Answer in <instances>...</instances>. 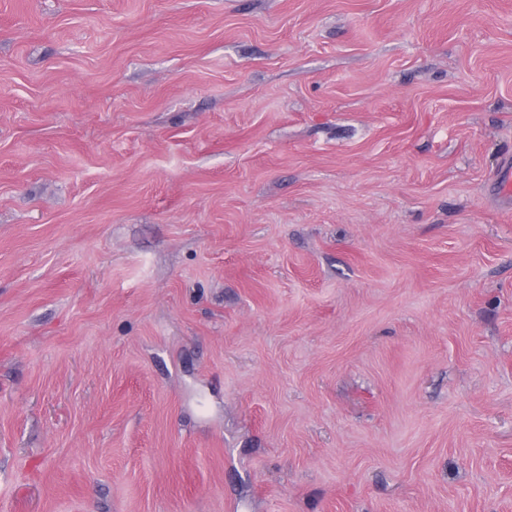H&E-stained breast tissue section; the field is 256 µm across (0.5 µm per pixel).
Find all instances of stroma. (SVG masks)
Returning a JSON list of instances; mask_svg holds the SVG:
<instances>
[{
    "label": "stroma",
    "mask_w": 512,
    "mask_h": 512,
    "mask_svg": "<svg viewBox=\"0 0 512 512\" xmlns=\"http://www.w3.org/2000/svg\"><path fill=\"white\" fill-rule=\"evenodd\" d=\"M512 0H0V512H512Z\"/></svg>",
    "instance_id": "obj_1"
}]
</instances>
